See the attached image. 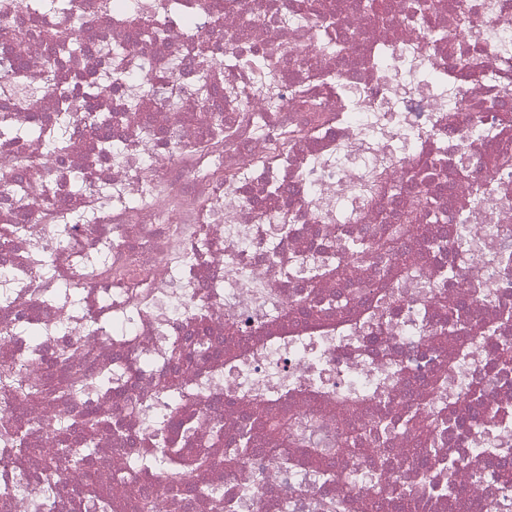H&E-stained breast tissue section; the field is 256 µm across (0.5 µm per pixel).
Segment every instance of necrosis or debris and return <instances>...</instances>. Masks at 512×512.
Wrapping results in <instances>:
<instances>
[{
    "label": "necrosis or debris",
    "instance_id": "necrosis-or-debris-1",
    "mask_svg": "<svg viewBox=\"0 0 512 512\" xmlns=\"http://www.w3.org/2000/svg\"><path fill=\"white\" fill-rule=\"evenodd\" d=\"M169 1L0 0V512H512V0Z\"/></svg>",
    "mask_w": 512,
    "mask_h": 512
}]
</instances>
